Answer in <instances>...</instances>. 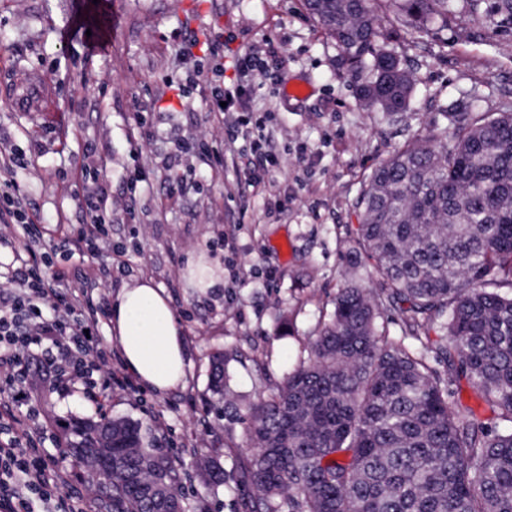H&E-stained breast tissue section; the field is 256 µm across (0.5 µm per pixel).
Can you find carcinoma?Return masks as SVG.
<instances>
[{
    "label": "carcinoma",
    "instance_id": "carcinoma-1",
    "mask_svg": "<svg viewBox=\"0 0 512 512\" xmlns=\"http://www.w3.org/2000/svg\"><path fill=\"white\" fill-rule=\"evenodd\" d=\"M422 36L448 0H382ZM336 41L360 102L391 117L414 79L370 0H304ZM512 31V0H462ZM364 178L352 274L307 357L248 413L256 512H512V112H451ZM403 317L402 336L383 320ZM440 327L445 337L430 340ZM469 380L493 413L453 408ZM66 444L93 472L112 457V512L185 510L182 466L149 425L74 420ZM209 484L224 469L198 459Z\"/></svg>",
    "mask_w": 512,
    "mask_h": 512
}]
</instances>
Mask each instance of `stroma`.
<instances>
[{
  "label": "stroma",
  "instance_id": "35a3bbf8",
  "mask_svg": "<svg viewBox=\"0 0 512 512\" xmlns=\"http://www.w3.org/2000/svg\"><path fill=\"white\" fill-rule=\"evenodd\" d=\"M82 23L111 24L109 48L92 52ZM381 23L414 76L409 107L394 120L361 104L334 41L302 0H0V157L26 155L28 166L12 176L55 243L66 233L57 212L68 224L81 219L72 198L76 164L90 149L108 159L110 245L74 255L70 285L80 287L89 269L107 270L94 295L108 306L119 288L153 278L172 299L188 350L185 388L164 395L141 387L97 403L43 390L40 409L53 434L44 452L73 467L74 492L87 493L89 476L68 454L65 422L127 418L153 426L160 451L188 471L187 512L201 502L208 512H249L248 411L275 391L333 308L349 271L362 181L408 138L446 126L445 109L475 103L483 112L512 111V33L462 13L430 37L411 36L388 14ZM191 32L199 43L185 59L179 45ZM266 38L285 47L284 58L265 74L241 76L238 59ZM215 49L224 53L225 83L244 80L253 89L249 110L264 118L269 148L282 161L273 184H248L241 144L233 146L234 167L211 176L197 155L178 148L201 135L225 136L189 81ZM31 75L49 79L61 111L14 107L11 88ZM295 85L308 94L287 96ZM137 165L150 179L133 187L127 177ZM281 197L287 209H275ZM199 254L224 271L218 297L199 298L185 286L187 262ZM217 353L229 388L221 397L209 389ZM200 454L228 473L217 492L195 467Z\"/></svg>",
  "mask_w": 512,
  "mask_h": 512
}]
</instances>
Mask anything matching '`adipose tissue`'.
<instances>
[{"mask_svg": "<svg viewBox=\"0 0 512 512\" xmlns=\"http://www.w3.org/2000/svg\"><path fill=\"white\" fill-rule=\"evenodd\" d=\"M110 336L126 368L144 386L164 394L185 386L188 352L164 288L141 278L112 299Z\"/></svg>", "mask_w": 512, "mask_h": 512, "instance_id": "ef3b65f1", "label": "adipose tissue"}]
</instances>
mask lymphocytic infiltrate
I'll return each mask as SVG.
<instances>
[{
	"mask_svg": "<svg viewBox=\"0 0 512 512\" xmlns=\"http://www.w3.org/2000/svg\"><path fill=\"white\" fill-rule=\"evenodd\" d=\"M197 77L209 111L219 115L230 140L249 142L250 182L268 180L281 161L267 147L264 124L236 112L243 88L225 85L224 63L218 59ZM26 164L22 155L0 164L8 173L0 180V243L11 252L0 272V378L9 385L0 401V512H95V503L72 492V471L37 456L48 435L37 402L47 381L60 390L82 385L95 401L135 385L111 360L97 355L87 336L98 326L103 308L85 290L63 293L59 284L66 270L47 267L49 257L40 250L43 222L9 176ZM78 207L82 220L70 225L69 235L77 247L99 251L111 221L103 190L84 191ZM38 351L59 353L62 360L34 377L29 362Z\"/></svg>",
	"mask_w": 512,
	"mask_h": 512,
	"instance_id": "lymphocytic-infiltrate-1",
	"label": "lymphocytic infiltrate"
}]
</instances>
